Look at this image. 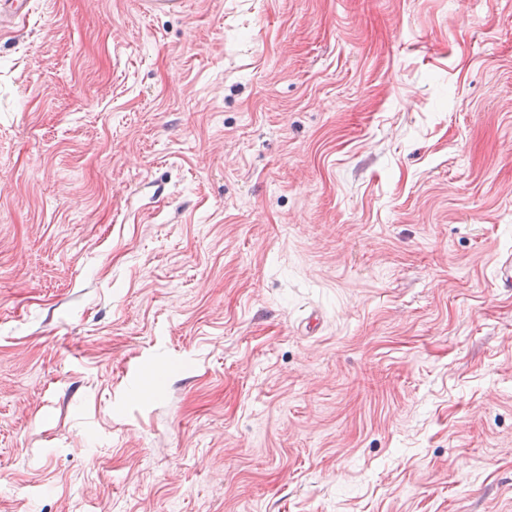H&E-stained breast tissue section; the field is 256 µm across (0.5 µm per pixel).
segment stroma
<instances>
[{
    "instance_id": "35a3bbf8",
    "label": "stroma",
    "mask_w": 512,
    "mask_h": 512,
    "mask_svg": "<svg viewBox=\"0 0 512 512\" xmlns=\"http://www.w3.org/2000/svg\"><path fill=\"white\" fill-rule=\"evenodd\" d=\"M509 252L512 0H32L0 512H512Z\"/></svg>"
}]
</instances>
